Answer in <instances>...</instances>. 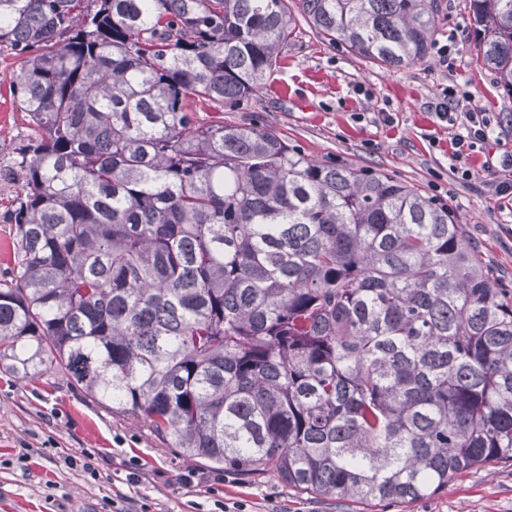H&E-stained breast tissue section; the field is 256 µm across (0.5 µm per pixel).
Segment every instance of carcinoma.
<instances>
[{
  "label": "carcinoma",
  "instance_id": "obj_1",
  "mask_svg": "<svg viewBox=\"0 0 512 512\" xmlns=\"http://www.w3.org/2000/svg\"><path fill=\"white\" fill-rule=\"evenodd\" d=\"M437 0H0L34 133L0 364L61 372L191 459L410 502L512 462V293L451 211L254 125L295 15L380 68L423 61ZM512 94V0H470Z\"/></svg>",
  "mask_w": 512,
  "mask_h": 512
}]
</instances>
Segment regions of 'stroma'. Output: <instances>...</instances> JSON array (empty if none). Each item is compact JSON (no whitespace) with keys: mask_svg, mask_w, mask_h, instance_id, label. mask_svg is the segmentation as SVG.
<instances>
[{"mask_svg":"<svg viewBox=\"0 0 512 512\" xmlns=\"http://www.w3.org/2000/svg\"><path fill=\"white\" fill-rule=\"evenodd\" d=\"M433 49L420 63L381 70L345 45L321 38L298 21L276 72L252 97L216 112L196 106L199 121L254 125L275 131L293 149L339 167L363 168L417 188L425 196L445 191V203L496 285L512 289V202L500 199L490 177L512 176V95L493 72L475 63L478 37L469 0H437ZM448 59L439 62L438 47ZM18 67L0 51V167L9 168L28 133L10 90ZM470 92L487 112L493 132L472 152L470 184L456 182L448 160L454 128L429 104L448 86ZM390 113L384 122L382 113ZM18 184L0 178V279L11 266L9 222ZM95 453L96 476L71 465L81 451ZM138 461V482L127 479ZM133 417L94 403L67 376L36 379L0 367V512H98L103 501L147 499L152 512H218L217 502L246 503L247 512H512V462L480 467L449 480L436 495L414 502L356 503L302 493L271 476L231 474L213 487L179 480L197 468Z\"/></svg>","mask_w":512,"mask_h":512,"instance_id":"stroma-1","label":"stroma"}]
</instances>
